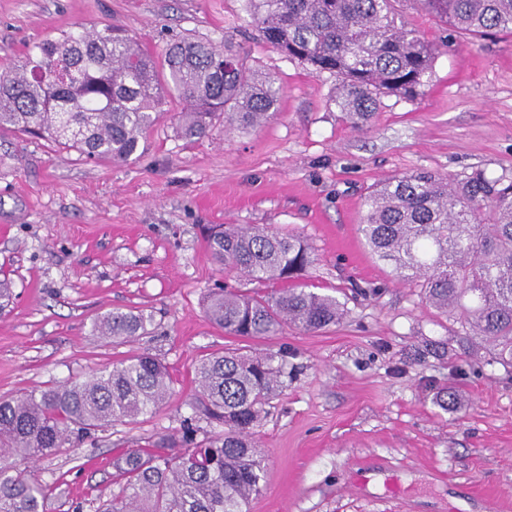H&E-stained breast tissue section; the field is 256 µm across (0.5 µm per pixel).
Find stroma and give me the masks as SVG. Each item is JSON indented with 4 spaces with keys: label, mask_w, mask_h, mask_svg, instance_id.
I'll return each instance as SVG.
<instances>
[{
    "label": "stroma",
    "mask_w": 512,
    "mask_h": 512,
    "mask_svg": "<svg viewBox=\"0 0 512 512\" xmlns=\"http://www.w3.org/2000/svg\"><path fill=\"white\" fill-rule=\"evenodd\" d=\"M394 8L437 55L415 100L384 98L359 130L336 108L335 78L268 45L246 0H0V65L74 25L108 24L159 58L175 40L212 41L281 88L263 127L192 140L179 132L181 104L168 102L127 162L0 132V275L15 294L0 317V398L141 353L166 364L172 390L156 415L41 459L47 512H93L118 493L113 456L180 440L197 361L242 346L203 310L228 280L205 240L216 224L300 234L314 254L304 281L347 310L329 329L261 343L287 349L290 374L254 429L268 479L248 512H512V367L419 287L393 281L357 230L389 178L512 177V37H475L412 0ZM115 309L152 314V332L97 336L95 319ZM444 387L456 394L446 410L435 403Z\"/></svg>",
    "instance_id": "35a3bbf8"
}]
</instances>
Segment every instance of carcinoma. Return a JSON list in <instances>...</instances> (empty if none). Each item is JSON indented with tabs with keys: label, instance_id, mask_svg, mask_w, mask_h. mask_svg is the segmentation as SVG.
I'll list each match as a JSON object with an SVG mask.
<instances>
[{
	"label": "carcinoma",
	"instance_id": "cac0c4a2",
	"mask_svg": "<svg viewBox=\"0 0 512 512\" xmlns=\"http://www.w3.org/2000/svg\"><path fill=\"white\" fill-rule=\"evenodd\" d=\"M394 0H248L264 40L290 60L336 78V106L368 129L382 98L411 100L432 70L437 48L396 22ZM462 31L512 35V0H412ZM184 105L181 131L201 138L215 127L257 129L278 109L268 74L209 42L176 40L161 62L131 36L78 25L31 45L0 73V130L48 135L96 162L138 153L170 99ZM359 231L395 278L417 282L438 314L512 366V177L481 169L453 179L415 171L389 179L366 200ZM213 259L247 282L282 283L267 294L229 286L209 293L205 312L225 333L247 339L287 327L318 332L344 305L298 282L313 262L307 241L259 225L210 228ZM152 315L114 311L93 331L114 342L149 334ZM286 358L267 349L211 354L195 367L194 416L183 444L168 451L128 448L113 457L123 483L95 512H245L267 477L253 430L283 390ZM165 365L140 354L84 378L0 398V512H46L50 488L20 465L71 448L92 431L153 415L170 399ZM224 427L193 442L196 421Z\"/></svg>",
	"mask_w": 512,
	"mask_h": 512
}]
</instances>
